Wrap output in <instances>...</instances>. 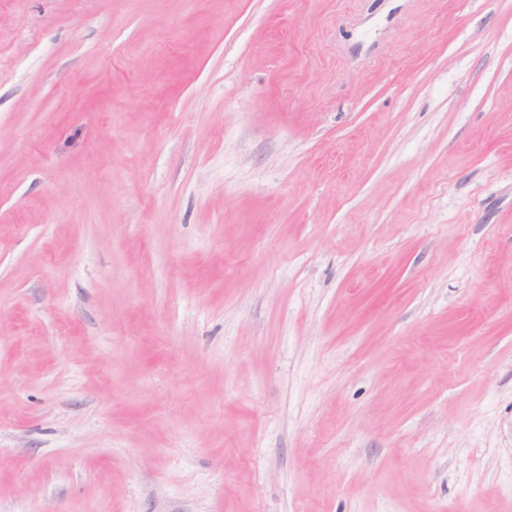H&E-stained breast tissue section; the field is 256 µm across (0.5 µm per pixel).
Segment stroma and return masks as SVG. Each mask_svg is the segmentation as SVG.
Returning a JSON list of instances; mask_svg holds the SVG:
<instances>
[{
	"instance_id": "obj_1",
	"label": "stroma",
	"mask_w": 512,
	"mask_h": 512,
	"mask_svg": "<svg viewBox=\"0 0 512 512\" xmlns=\"http://www.w3.org/2000/svg\"><path fill=\"white\" fill-rule=\"evenodd\" d=\"M0 512H512V0H0Z\"/></svg>"
}]
</instances>
